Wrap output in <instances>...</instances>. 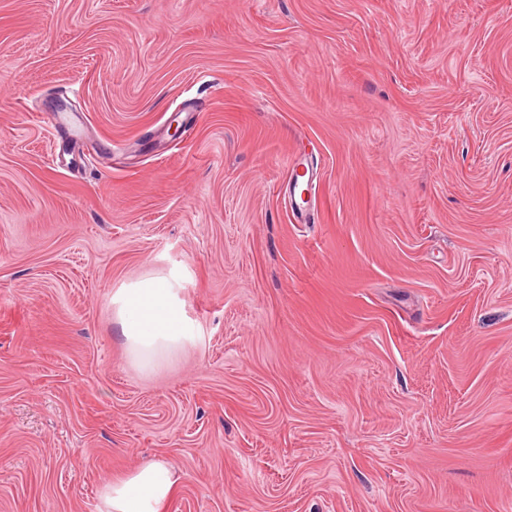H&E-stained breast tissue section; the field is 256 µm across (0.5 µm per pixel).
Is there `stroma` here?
I'll list each match as a JSON object with an SVG mask.
<instances>
[{
    "mask_svg": "<svg viewBox=\"0 0 512 512\" xmlns=\"http://www.w3.org/2000/svg\"><path fill=\"white\" fill-rule=\"evenodd\" d=\"M170 273L146 373L110 299ZM148 459L166 512H512V0H0V512Z\"/></svg>",
    "mask_w": 512,
    "mask_h": 512,
    "instance_id": "obj_1",
    "label": "stroma"
}]
</instances>
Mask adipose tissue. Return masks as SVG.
<instances>
[{"instance_id": "1", "label": "adipose tissue", "mask_w": 512, "mask_h": 512, "mask_svg": "<svg viewBox=\"0 0 512 512\" xmlns=\"http://www.w3.org/2000/svg\"><path fill=\"white\" fill-rule=\"evenodd\" d=\"M112 311L134 361L159 364L197 339L175 275L145 277L123 284L111 298ZM178 478L167 462L150 460L109 481L99 512H164Z\"/></svg>"}]
</instances>
